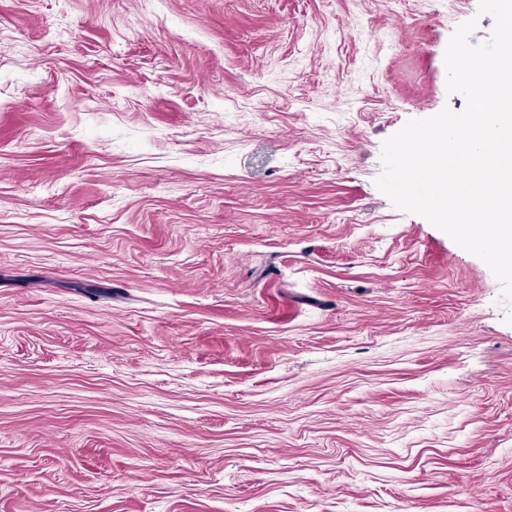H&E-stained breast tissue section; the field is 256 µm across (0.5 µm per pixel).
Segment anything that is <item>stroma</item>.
<instances>
[{
  "label": "stroma",
  "instance_id": "obj_1",
  "mask_svg": "<svg viewBox=\"0 0 512 512\" xmlns=\"http://www.w3.org/2000/svg\"><path fill=\"white\" fill-rule=\"evenodd\" d=\"M448 0H0V512H512V302L375 185Z\"/></svg>",
  "mask_w": 512,
  "mask_h": 512
}]
</instances>
